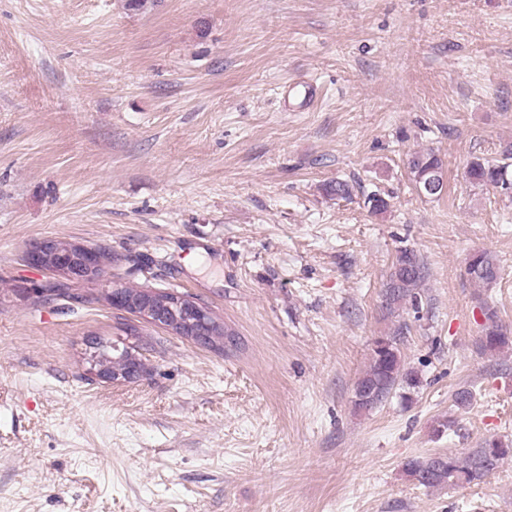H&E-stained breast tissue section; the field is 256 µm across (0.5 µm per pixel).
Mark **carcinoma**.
I'll list each match as a JSON object with an SVG mask.
<instances>
[{
	"label": "carcinoma",
	"instance_id": "carcinoma-1",
	"mask_svg": "<svg viewBox=\"0 0 512 512\" xmlns=\"http://www.w3.org/2000/svg\"><path fill=\"white\" fill-rule=\"evenodd\" d=\"M512 147L502 151V158L489 161L476 159L470 163L468 178L475 184L490 185L505 192L512 190ZM407 168L416 191L427 197H437L443 191L444 163L433 153H415ZM424 265L415 250L402 248L396 257L393 271L385 284V304L394 308L406 299L418 301L424 275ZM470 279L490 287L499 279V266L485 251L472 253L466 263ZM486 324L483 335L477 340L482 353H493L512 346V326L502 323L496 311L483 306ZM421 385L418 372L404 368L398 335L379 336L371 347V361L367 371L356 382L354 406L359 411H370L381 405L393 390H402L404 402L412 401V393ZM512 457V444L499 438L482 441L464 456L437 453L405 461V474L424 488L478 485L493 474L500 464Z\"/></svg>",
	"mask_w": 512,
	"mask_h": 512
}]
</instances>
